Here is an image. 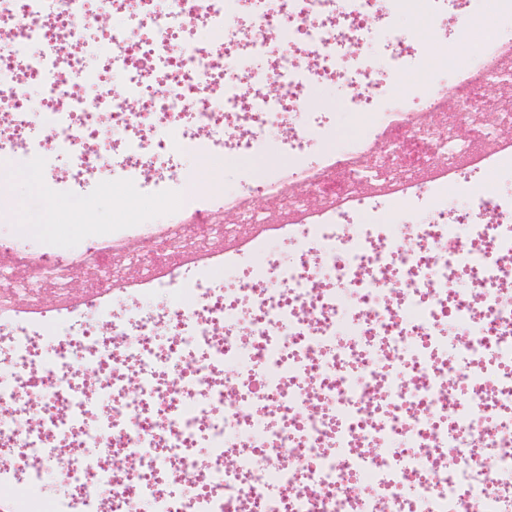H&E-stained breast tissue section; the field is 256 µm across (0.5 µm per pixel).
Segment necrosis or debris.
<instances>
[{
  "label": "necrosis or debris",
  "mask_w": 512,
  "mask_h": 512,
  "mask_svg": "<svg viewBox=\"0 0 512 512\" xmlns=\"http://www.w3.org/2000/svg\"><path fill=\"white\" fill-rule=\"evenodd\" d=\"M103 1L114 26L99 22ZM44 8L0 0V29L18 34L0 52V156L46 168L67 155L64 194H95L117 176L165 199L135 230L165 234L172 248L139 286L117 281L86 307L16 316L0 291V443L19 449L0 463V493L15 512H373L382 502L464 512L478 497L484 512H512V194L483 186L512 181V109L494 140L480 123L484 101L512 88L501 51L512 45V0ZM487 13L497 26L486 40L439 65L411 33L372 37L385 16L424 14L450 41ZM219 28L220 45L199 41ZM254 57L262 70L248 67ZM410 72L425 82L394 90ZM330 83L355 90L347 103L362 130L351 139L308 106L312 88ZM35 119L40 140L28 135ZM461 124L469 139L457 138ZM381 143L406 157L398 181L363 162ZM272 146L291 167L220 195L196 196L174 177L185 151L260 156ZM284 183L280 217L242 207L258 234L207 265L221 244L210 223L219 204ZM99 248L91 237L23 234L11 252L30 281L61 295L72 289L69 260L97 266ZM91 443L106 455L86 459ZM176 469L195 474L188 490L169 491ZM52 474L77 496L49 497ZM489 485L495 494L483 496Z\"/></svg>",
  "instance_id": "1"
}]
</instances>
